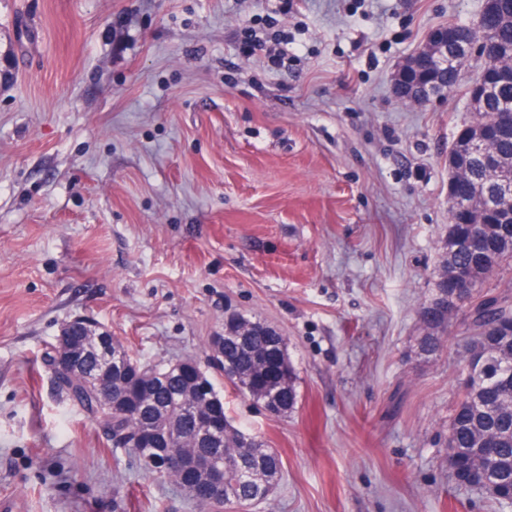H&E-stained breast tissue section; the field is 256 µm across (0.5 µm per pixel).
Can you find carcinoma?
<instances>
[{
	"label": "carcinoma",
	"instance_id": "carcinoma-1",
	"mask_svg": "<svg viewBox=\"0 0 512 512\" xmlns=\"http://www.w3.org/2000/svg\"><path fill=\"white\" fill-rule=\"evenodd\" d=\"M499 16L490 18L483 30L463 33L460 24L446 26L448 47L461 37L476 41L487 55L486 66L503 46L512 45V25L506 17L512 14V0H499ZM444 90L451 92L460 85L464 65L444 56ZM489 93L486 102L476 107L480 118L508 108L504 100L512 95V79L497 71L488 75ZM490 149L501 161L512 158V130L490 129ZM497 176L484 166L480 157H471L458 183L460 198L475 195L491 196L497 189ZM483 215L484 223L471 224L459 217V223L448 225V239L468 236L476 231L480 243L472 249L446 251L436 292L448 288V273L459 265L480 269L479 283H484L502 263L512 258V250H502L494 263L482 265V252L496 244L504 231L512 233V224L499 223L495 212ZM471 330L467 348L482 353L479 365L466 364L475 374L471 383H462V394L448 421V467L460 480L458 468L475 469L488 483L501 490L512 487V381L502 380L497 369L512 366V297L500 294L493 297L495 305L486 304L480 291L471 294ZM423 335L420 353L433 357L443 342L442 329L448 324V311L438 310L430 315L420 312ZM74 350L85 356L83 370L56 379L58 390L83 411L102 420L112 431H130L142 436V445L130 449L149 475H160L172 481L201 510V512H235L242 503L268 500L277 482L281 463L278 454L267 447L261 437L236 428L224 411V399L206 371L192 363L177 361L142 363L130 356L122 342L115 351L130 358L131 364L112 372V389L97 390L86 375L109 367L111 359L97 346H90L83 336L79 321L73 322ZM224 360L219 365L227 375V383L237 392L247 395L264 407L271 406L277 415L293 410L298 403L296 372L288 359L286 340L273 327L244 315L232 316L224 322ZM175 431L179 448L186 461L177 470H169L163 461L150 462L155 456L154 432ZM205 458L224 460V489L207 491V477L198 461Z\"/></svg>",
	"mask_w": 512,
	"mask_h": 512
}]
</instances>
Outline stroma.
<instances>
[{
	"label": "stroma",
	"instance_id": "obj_1",
	"mask_svg": "<svg viewBox=\"0 0 512 512\" xmlns=\"http://www.w3.org/2000/svg\"><path fill=\"white\" fill-rule=\"evenodd\" d=\"M0 0V512H199L61 396L64 323L207 370L281 478L254 512H495L446 463L467 307L417 353L448 236L463 89L395 98L483 0ZM253 28L283 66L236 51ZM233 314L277 329L298 404L212 367ZM465 25L457 22L448 23V26L444 27L448 31V37L446 30L438 29L432 33L428 43L425 45L420 55H428L438 57L442 54H448L450 50L463 35L460 26Z\"/></svg>",
	"mask_w": 512,
	"mask_h": 512
}]
</instances>
